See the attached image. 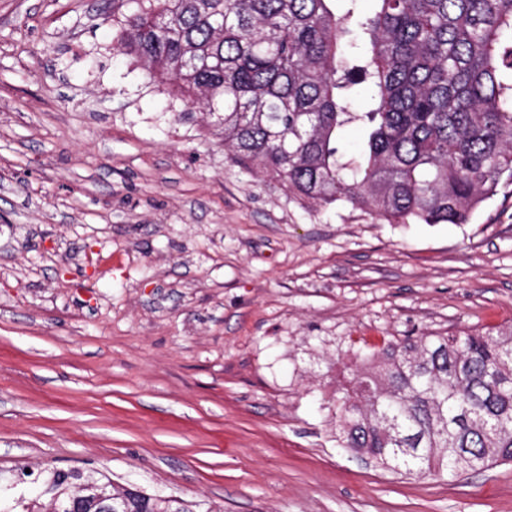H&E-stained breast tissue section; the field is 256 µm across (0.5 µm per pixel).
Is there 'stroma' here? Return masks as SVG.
I'll return each mask as SVG.
<instances>
[{"label": "stroma", "mask_w": 512, "mask_h": 512, "mask_svg": "<svg viewBox=\"0 0 512 512\" xmlns=\"http://www.w3.org/2000/svg\"><path fill=\"white\" fill-rule=\"evenodd\" d=\"M134 0H0V486L75 469L216 512H512V463L343 448L358 352L512 326V182L391 224L234 164L116 47Z\"/></svg>", "instance_id": "35a3bbf8"}]
</instances>
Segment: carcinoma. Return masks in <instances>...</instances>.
Wrapping results in <instances>:
<instances>
[{"instance_id":"1","label":"carcinoma","mask_w":512,"mask_h":512,"mask_svg":"<svg viewBox=\"0 0 512 512\" xmlns=\"http://www.w3.org/2000/svg\"><path fill=\"white\" fill-rule=\"evenodd\" d=\"M140 0L117 43L202 107L231 159L320 204L389 223L465 224L512 180V0ZM363 85L368 107L349 111ZM366 143L344 162L336 133ZM336 396L343 447L406 475L456 478L512 461V327L405 337L354 362ZM49 468L0 512H98ZM125 512H196L112 484Z\"/></svg>"}]
</instances>
